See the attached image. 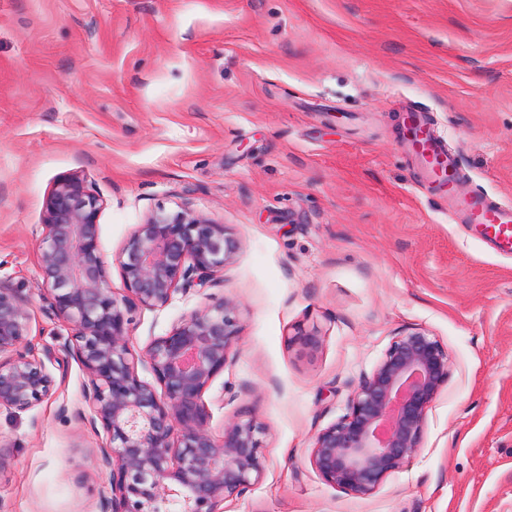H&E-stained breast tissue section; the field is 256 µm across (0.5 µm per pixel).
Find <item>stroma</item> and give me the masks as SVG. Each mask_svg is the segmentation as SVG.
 <instances>
[{
	"label": "stroma",
	"mask_w": 512,
	"mask_h": 512,
	"mask_svg": "<svg viewBox=\"0 0 512 512\" xmlns=\"http://www.w3.org/2000/svg\"><path fill=\"white\" fill-rule=\"evenodd\" d=\"M412 108L453 155L457 195L512 203V0H0V282L30 344L61 357L73 333L39 265L59 180L102 198L119 296L130 234L188 204L240 250L214 285L136 308L129 344L237 305L238 354L203 402L214 437L258 423L265 468L225 512H512V254L417 163ZM416 329L448 353L421 448L347 494L313 466L314 439ZM87 383L72 358L55 396L0 409V512H101L110 438Z\"/></svg>",
	"instance_id": "1"
}]
</instances>
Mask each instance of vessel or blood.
Returning <instances> with one entry per match:
<instances>
[{
	"label": "vessel or blood",
	"mask_w": 512,
	"mask_h": 512,
	"mask_svg": "<svg viewBox=\"0 0 512 512\" xmlns=\"http://www.w3.org/2000/svg\"><path fill=\"white\" fill-rule=\"evenodd\" d=\"M408 127L414 131V151L434 179L454 177L456 164L445 147L433 137L426 136V124L420 113H407ZM455 212L463 223L479 229L482 236L493 242L500 251L512 253V206L494 204L482 194L455 200Z\"/></svg>",
	"instance_id": "vessel-or-blood-1"
}]
</instances>
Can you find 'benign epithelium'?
Returning <instances> with one entry per match:
<instances>
[{"instance_id":"1","label":"benign epithelium","mask_w":512,"mask_h":512,"mask_svg":"<svg viewBox=\"0 0 512 512\" xmlns=\"http://www.w3.org/2000/svg\"><path fill=\"white\" fill-rule=\"evenodd\" d=\"M102 208L80 176L58 181L45 201L40 254L52 307L74 326L66 351L88 376L89 424L111 436L97 458L112 475L102 512H223L226 500L243 496L264 472L260 426L228 421L217 441L203 403L235 355L237 306L218 299L146 346L142 357L158 390L135 371L129 330L136 307H163L214 282L234 261L239 240L187 204L160 207L119 256L126 295L118 297L98 247ZM29 321L23 300L0 284V408L23 411L52 397L57 381L47 364L65 372L51 350L35 356ZM447 382L448 353L436 340L422 331L398 336L362 381L349 414L315 437L310 456L322 479L352 495L375 492L421 448L428 412Z\"/></svg>"}]
</instances>
